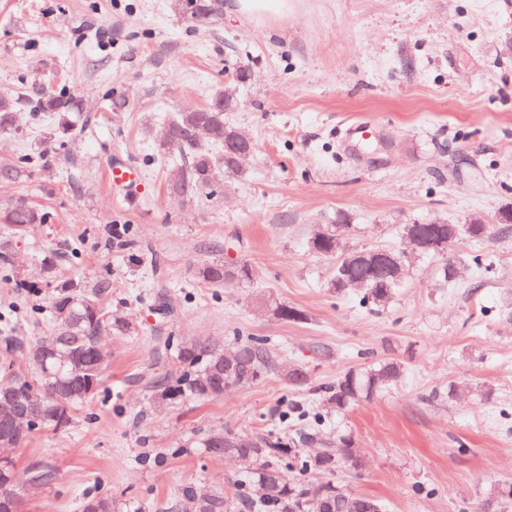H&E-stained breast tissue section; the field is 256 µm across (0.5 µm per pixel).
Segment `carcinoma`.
<instances>
[{
  "mask_svg": "<svg viewBox=\"0 0 512 512\" xmlns=\"http://www.w3.org/2000/svg\"><path fill=\"white\" fill-rule=\"evenodd\" d=\"M236 106L230 94L215 98L206 108L178 112L162 129L159 154L175 149L186 157L185 167L168 183L170 193L186 199H198L212 195L221 184L224 173H240L235 156L224 153V140L230 133L246 141L251 138L236 127L227 124L224 112ZM17 103L7 95H0V128L13 125ZM37 111L45 112L58 122L59 133L64 137L73 134L74 123L70 112L74 102L65 89L49 91L37 101ZM34 164L31 157L18 158L0 168V177L16 180L24 176ZM50 213L24 199H18L0 208V265H10L12 235L31 224H46ZM448 232L446 224H407L403 234L409 233L427 241L432 234ZM339 242L336 234L326 231L316 235L311 242L314 253L323 257L337 256L333 287L338 290L353 287V277H363L358 286L362 301L377 309L390 302L400 287L404 271L395 275H383L372 266L351 262L354 253L336 255ZM198 276L214 287L224 286V262L213 260L198 269ZM105 288L89 290L77 283L60 281L54 289L50 313L57 337L55 354L44 359L38 356V344L30 345L23 353L28 373L15 370L12 360L0 363V389H4L19 401L29 403L34 419L33 431L56 430L65 425L76 407L90 401L103 382L105 358L98 337L104 331L123 333L127 326L112 320L101 302ZM237 349L255 352L240 374L229 378L237 387H246L262 380L275 369L271 351L265 339L250 336L239 342ZM179 365L178 374L164 377L158 382L169 398L191 396L199 400H212L224 396V349L205 338L181 341L174 348ZM399 376V367L384 363L369 370H351L336 380V384L324 388L323 407L343 408L350 402L368 396L389 385ZM306 422L305 434L314 439L324 420V414L299 412L292 416ZM31 431V432H33ZM31 432L13 433L0 422V446L19 447L27 442ZM224 433L213 432L204 438V446L212 452L229 456H246L251 464L247 479L234 484L229 491L215 490L200 496L192 484L181 489V496L194 504L195 512H318L319 507L336 509V499L347 501V512H381L380 503L365 496H350L334 486H314L307 475L316 472L334 473L342 467L359 465L352 440L340 435L329 443L319 455L288 456L279 438L273 433L256 434L243 448L223 447ZM55 475L52 465L41 462L28 471L31 487L50 482ZM81 512H117L116 501L108 494L86 497Z\"/></svg>",
  "mask_w": 512,
  "mask_h": 512,
  "instance_id": "carcinoma-1",
  "label": "carcinoma"
}]
</instances>
